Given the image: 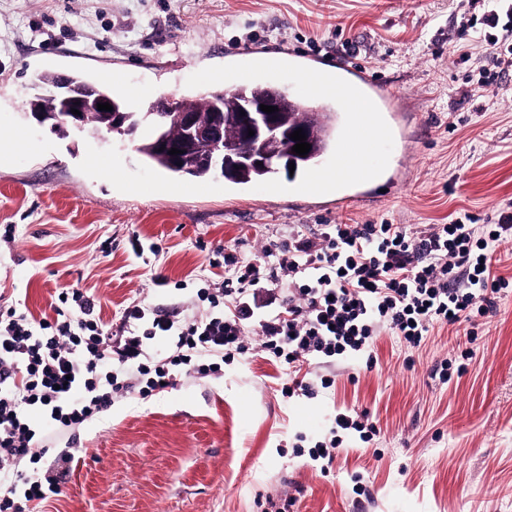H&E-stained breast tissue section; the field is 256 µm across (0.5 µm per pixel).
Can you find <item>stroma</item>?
I'll return each mask as SVG.
<instances>
[{
  "mask_svg": "<svg viewBox=\"0 0 512 512\" xmlns=\"http://www.w3.org/2000/svg\"><path fill=\"white\" fill-rule=\"evenodd\" d=\"M459 0H0V306L51 314L60 289L80 288L103 324L149 299L163 314L190 312L198 288L224 279L217 248L259 255L265 241L321 224H448L496 217L512 203V73L479 87L478 61L450 36ZM299 92L305 63L348 57L398 98L376 112L389 135L372 162L378 178L309 199L304 174L239 187L217 176L198 194L145 163L133 146L94 129L63 138L24 119L45 71L123 75L122 93L151 102L208 89V74L246 66ZM106 159L89 166L88 157ZM145 251L135 256L130 241ZM186 281L184 293L153 276ZM468 323L435 326L419 348L385 332L367 357L335 362V383L282 397V369L248 351L220 378H182L146 399L115 396L75 432L81 459L39 512H512V285L476 336ZM474 356L441 381V361ZM368 411L367 445L343 438L330 473L294 454L297 436L322 440L337 413Z\"/></svg>",
  "mask_w": 512,
  "mask_h": 512,
  "instance_id": "stroma-1",
  "label": "stroma"
}]
</instances>
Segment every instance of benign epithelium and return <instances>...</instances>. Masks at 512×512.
I'll return each mask as SVG.
<instances>
[{
    "instance_id": "1",
    "label": "benign epithelium",
    "mask_w": 512,
    "mask_h": 512,
    "mask_svg": "<svg viewBox=\"0 0 512 512\" xmlns=\"http://www.w3.org/2000/svg\"><path fill=\"white\" fill-rule=\"evenodd\" d=\"M33 90V96L52 100L55 109L50 113L33 112L31 117L41 125L62 128L69 134L83 130L87 114L98 111L97 104L112 102V98L102 95L94 86L76 84L67 75L60 76L53 84L36 83ZM262 104L275 107V112L262 111ZM73 108L80 114H73ZM281 110V102L275 98L260 101L244 97L238 100L236 112L241 148L236 162L254 165L261 161L265 165L289 166L292 162L290 151L286 148L280 151L273 149V144L279 139L275 113ZM150 111L171 115L179 127V139L171 140L163 135L158 138V144L165 145L164 151L181 150V153L171 156L173 163H186L190 159L189 149L205 144L210 150L209 160L213 168L218 172L224 169V151L220 150V143L224 140V98L210 99L207 108L210 118L206 122L201 121L197 111L181 106L175 98L159 100ZM250 129L254 131L252 136L248 135Z\"/></svg>"
}]
</instances>
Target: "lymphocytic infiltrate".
Returning a JSON list of instances; mask_svg holds the SVG:
<instances>
[{
  "instance_id": "1",
  "label": "lymphocytic infiltrate",
  "mask_w": 512,
  "mask_h": 512,
  "mask_svg": "<svg viewBox=\"0 0 512 512\" xmlns=\"http://www.w3.org/2000/svg\"><path fill=\"white\" fill-rule=\"evenodd\" d=\"M481 10L466 22L471 43L489 46L500 72L512 71V0H468ZM512 235V211L481 224L461 220L409 229L403 224H326L319 232L270 241L251 258L224 252V279L199 288L205 314L181 320L140 301L125 307L115 329L104 328L96 299L68 288L52 316L0 310V512H22L61 491L76 464L71 444L38 448L27 418L49 411L65 434L112 405L117 394L145 399L172 387L179 374L221 377L246 353L250 335L269 361L286 365L284 397L311 393L305 371L336 357L369 350L388 331L421 345L437 324L476 322L512 283L492 272ZM373 440L367 413H337L328 436L309 456L334 463L343 434ZM28 459L29 469L17 467Z\"/></svg>"
}]
</instances>
